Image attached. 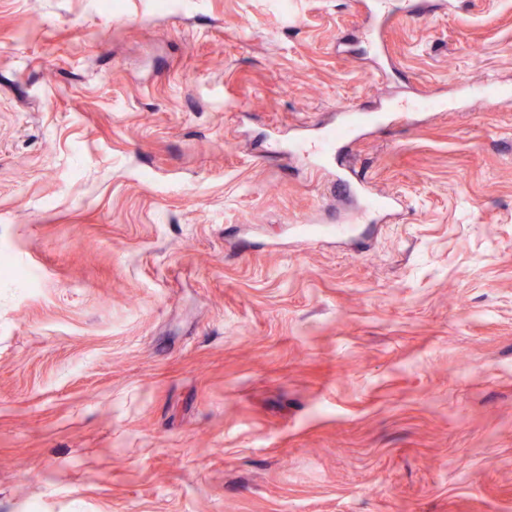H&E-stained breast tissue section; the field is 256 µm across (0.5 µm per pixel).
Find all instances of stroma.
Masks as SVG:
<instances>
[{"label": "stroma", "mask_w": 512, "mask_h": 512, "mask_svg": "<svg viewBox=\"0 0 512 512\" xmlns=\"http://www.w3.org/2000/svg\"><path fill=\"white\" fill-rule=\"evenodd\" d=\"M367 2L0 0V512H512V0ZM446 100H436L433 96L422 95L411 101L396 105L392 112L401 120H408L416 111L446 110ZM356 182L358 184V191L364 196L365 203L363 207L366 210H381L389 205V201L386 197L367 192L365 189V183L360 180H354L351 176H340L338 178V185L343 190H351L352 184Z\"/></svg>", "instance_id": "obj_1"}]
</instances>
